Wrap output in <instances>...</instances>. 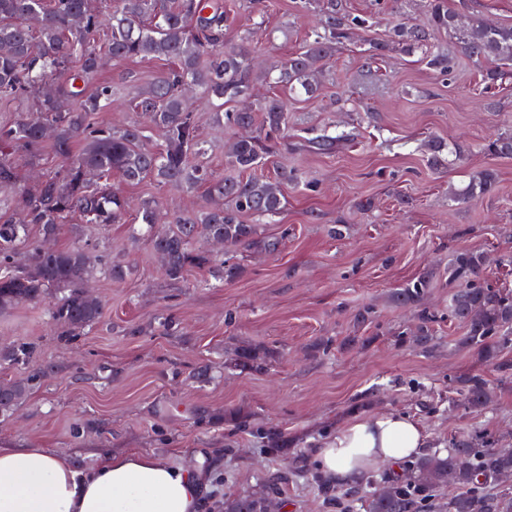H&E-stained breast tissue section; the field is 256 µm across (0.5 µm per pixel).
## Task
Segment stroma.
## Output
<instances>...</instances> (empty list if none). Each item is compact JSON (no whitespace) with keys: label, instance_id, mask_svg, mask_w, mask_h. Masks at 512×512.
Instances as JSON below:
<instances>
[{"label":"stroma","instance_id":"obj_1","mask_svg":"<svg viewBox=\"0 0 512 512\" xmlns=\"http://www.w3.org/2000/svg\"><path fill=\"white\" fill-rule=\"evenodd\" d=\"M244 2L229 0L224 41L239 43L252 29L260 71L299 52L321 15L317 4L267 0L255 28ZM445 2L460 17L512 25V0ZM342 4L369 28L338 45L317 97L289 101L288 143L256 171L270 180L295 175L281 185L282 213L263 226L278 250L237 249L242 271L231 281L197 269L174 281L133 216L65 225L57 246L85 248L103 265L89 283L102 316L65 336L47 302L0 312V350L31 349L27 360L0 363V383L30 384L11 416L0 417V448H45L80 471L126 451L200 467L209 473L202 512H224L229 494L269 498L278 512H348L342 493L312 483L311 451L356 415L407 413L431 450L476 435L512 448V346L484 357L460 344L465 329L448 317L457 251L488 254L491 281L512 289V158L483 149L512 135V74L486 85L487 64L460 55L444 31L435 39L456 60L450 77L429 69L421 51L402 49L396 24L429 26V0ZM167 66L106 63L93 82L111 84L114 107L100 120H138L136 95ZM193 109L202 115V162L226 176L224 148L236 132L210 119L206 101ZM323 131L341 136L334 153L306 147ZM482 172L493 174V191L462 198ZM120 189L135 204L157 198L170 214L205 202L203 192L151 180ZM114 263L124 278L107 273ZM422 276L430 280L423 306L436 317L425 348L408 339L416 310L391 298ZM366 310L370 318L360 320ZM249 347L264 351L260 367L236 366L237 350ZM473 374L495 391L480 412L459 404L461 381Z\"/></svg>","mask_w":512,"mask_h":512}]
</instances>
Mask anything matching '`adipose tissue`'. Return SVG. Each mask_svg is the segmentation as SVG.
<instances>
[{
  "label": "adipose tissue",
  "mask_w": 512,
  "mask_h": 512,
  "mask_svg": "<svg viewBox=\"0 0 512 512\" xmlns=\"http://www.w3.org/2000/svg\"><path fill=\"white\" fill-rule=\"evenodd\" d=\"M426 446L412 417L384 412L350 419L312 454L325 479L353 484ZM206 493L202 471L147 454L105 455L82 473L68 457L42 448H0V512H201Z\"/></svg>",
  "instance_id": "ef3b65f1"
}]
</instances>
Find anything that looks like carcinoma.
I'll list each match as a JSON object with an SVG mask.
<instances>
[{
	"label": "carcinoma",
	"instance_id": "1",
	"mask_svg": "<svg viewBox=\"0 0 512 512\" xmlns=\"http://www.w3.org/2000/svg\"><path fill=\"white\" fill-rule=\"evenodd\" d=\"M430 13L434 29L458 35L463 55L494 65L486 74L490 82L512 67V26H492L474 17L463 28L444 0H430ZM227 19L224 0H115L110 14L94 9L91 0H0V92L36 99L35 113L0 126V188L19 187L23 208L19 220L0 219V310L37 303L50 291L61 290L64 295L50 314L65 332L99 321L102 304L83 295V284L94 268L90 256L82 248H60L55 239L74 215L85 224L122 219L128 201L108 182L112 175L131 185L149 179L185 193L204 189L207 205L172 216L174 227L163 233L154 231L159 200L146 199L138 208L137 219L146 225L171 280L217 263V255L198 246L201 240L221 241L230 251L277 250L278 241L262 236L259 222L281 212L284 196L279 183L250 172L288 137V100L274 96L244 111H222L226 103L251 98L255 82L251 49L244 43L224 44ZM366 23L367 19L347 13L339 0H327L319 26L303 50L288 57L277 77L268 73L265 79L288 85L293 98L315 96L320 89L317 74L332 62L336 45ZM103 29L110 31L107 53L114 62L159 58L174 64L137 96L135 107L146 117V126L114 129L95 121V115L112 103L111 85L86 90L102 66L95 41ZM398 33L406 51L425 48L426 65L443 77L451 75V58L438 50L430 32L401 23ZM188 91L211 104L219 101L221 111L212 113L215 121L229 128L258 126L257 134L238 137L225 156V165L237 176L212 177L196 161L205 154V146L198 133L200 116L187 105ZM149 127L161 133L163 149L149 144ZM49 134L63 161L61 170L19 185L13 154L6 148H20L35 158ZM78 138L84 147L76 154L73 143ZM337 142L326 133L306 139L308 147L320 153L333 152ZM485 151L511 157L512 136L489 140ZM492 187V175L482 173L463 195L474 198ZM242 214L252 215L256 223H242ZM32 227L39 229L42 241L33 248L30 264L17 265L12 253L28 243ZM487 267L482 253L463 250L455 255L448 266V280L455 288L448 316L466 327L462 345L492 357L512 343V289L492 285ZM428 287L424 276L397 289L392 300L418 308ZM418 320L414 341L426 347L433 316L423 309ZM27 391L25 382L0 385V411L17 405ZM490 402V385L483 376L464 379V408L483 410ZM408 471L406 482L387 477L377 483L366 500V512H431L432 491L443 487L448 488V512H512V500L486 493L488 483L512 478V448L459 438L444 453L423 454ZM266 502L261 497L226 495L224 512H262Z\"/></svg>",
	"mask_w": 512,
	"mask_h": 512
}]
</instances>
